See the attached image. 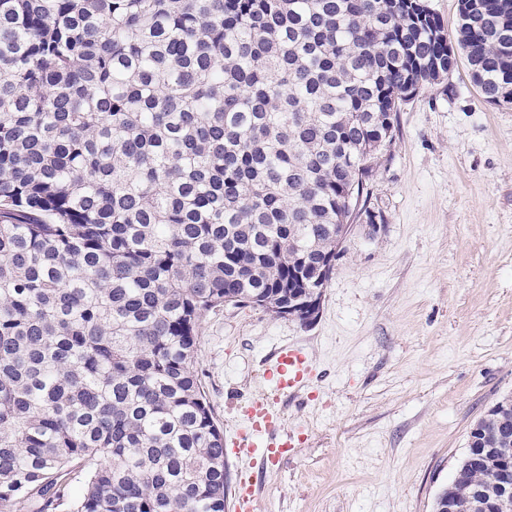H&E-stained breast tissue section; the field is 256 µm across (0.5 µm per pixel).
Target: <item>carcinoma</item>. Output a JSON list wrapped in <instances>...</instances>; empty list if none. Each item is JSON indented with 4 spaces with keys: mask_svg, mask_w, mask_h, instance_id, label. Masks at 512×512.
Masks as SVG:
<instances>
[{
    "mask_svg": "<svg viewBox=\"0 0 512 512\" xmlns=\"http://www.w3.org/2000/svg\"><path fill=\"white\" fill-rule=\"evenodd\" d=\"M0 0V507L224 512L196 369L226 305L306 322L400 105L464 57L512 103V0ZM512 396L475 444L512 454ZM83 473L79 494L66 476ZM470 482L496 512L498 465ZM459 0H428L431 10L440 18L448 30L450 38H453L457 18Z\"/></svg>",
    "mask_w": 512,
    "mask_h": 512,
    "instance_id": "1",
    "label": "carcinoma"
}]
</instances>
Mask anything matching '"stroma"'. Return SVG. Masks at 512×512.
<instances>
[{
	"mask_svg": "<svg viewBox=\"0 0 512 512\" xmlns=\"http://www.w3.org/2000/svg\"><path fill=\"white\" fill-rule=\"evenodd\" d=\"M368 188L384 227L345 240L315 322L227 305L200 325L224 432L268 393L277 347L316 364L318 400L282 406L306 440L256 469L255 512H433L473 424L512 394V104L486 101L459 62L401 105Z\"/></svg>",
	"mask_w": 512,
	"mask_h": 512,
	"instance_id": "35a3bbf8",
	"label": "stroma"
}]
</instances>
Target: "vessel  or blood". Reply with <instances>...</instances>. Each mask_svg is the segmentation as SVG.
I'll list each match as a JSON object with an SVG mask.
<instances>
[{"label": "vessel or blood", "mask_w": 512, "mask_h": 512, "mask_svg": "<svg viewBox=\"0 0 512 512\" xmlns=\"http://www.w3.org/2000/svg\"><path fill=\"white\" fill-rule=\"evenodd\" d=\"M313 371V360L304 346L287 343L275 350L266 369L269 393L242 408L244 427L229 439L238 460L277 464L300 447L303 435L287 428L280 403L310 384ZM254 496L255 476L249 472L239 483L232 512H253Z\"/></svg>", "instance_id": "b4317fda"}]
</instances>
